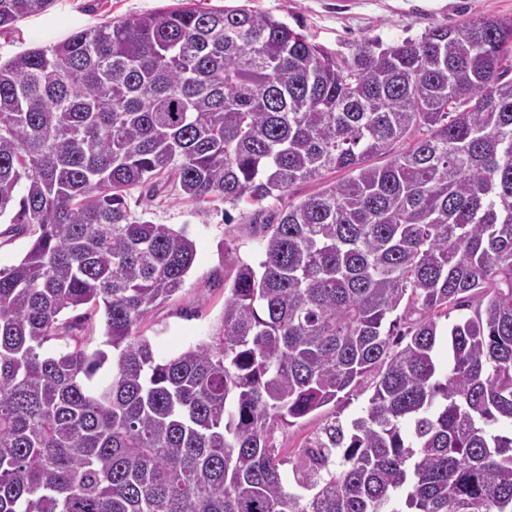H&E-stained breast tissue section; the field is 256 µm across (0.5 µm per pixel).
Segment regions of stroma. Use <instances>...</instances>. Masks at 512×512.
<instances>
[{
	"label": "stroma",
	"mask_w": 512,
	"mask_h": 512,
	"mask_svg": "<svg viewBox=\"0 0 512 512\" xmlns=\"http://www.w3.org/2000/svg\"><path fill=\"white\" fill-rule=\"evenodd\" d=\"M177 0H55L42 14L0 29V61L34 47L52 45L70 33L109 21L137 16L176 4ZM203 8L243 6L289 26H301L310 41L339 56H351L361 39L388 45L420 38L429 29L463 20L512 18V0H195ZM319 182L294 185L280 200L267 203L262 215L226 210L218 202L209 212L178 196L143 202L137 213L156 224L182 229L194 241L195 264L183 288L158 303L141 330L158 358H168L205 339L224 310L225 290L240 264H257L262 256L263 226L288 204L316 192ZM363 397L328 405L316 414L275 431L282 457L296 459L324 418L338 413L355 418Z\"/></svg>",
	"instance_id": "1"
}]
</instances>
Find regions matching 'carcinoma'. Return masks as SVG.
<instances>
[{
  "mask_svg": "<svg viewBox=\"0 0 512 512\" xmlns=\"http://www.w3.org/2000/svg\"><path fill=\"white\" fill-rule=\"evenodd\" d=\"M53 3L0 0V28ZM332 171L157 359L139 327L196 249L132 193L260 213ZM2 218L33 240L0 269V512H512V18L350 58L189 0L74 31L0 62ZM369 378L286 490L275 430ZM78 314H82L81 316H84V318L82 319V330H76L75 333H78L81 336L89 349L96 348L102 341L101 335L103 328L101 311L96 312L93 310L82 309L76 312H66L63 315V319H73Z\"/></svg>",
  "mask_w": 512,
  "mask_h": 512,
  "instance_id": "obj_1",
  "label": "carcinoma"
}]
</instances>
